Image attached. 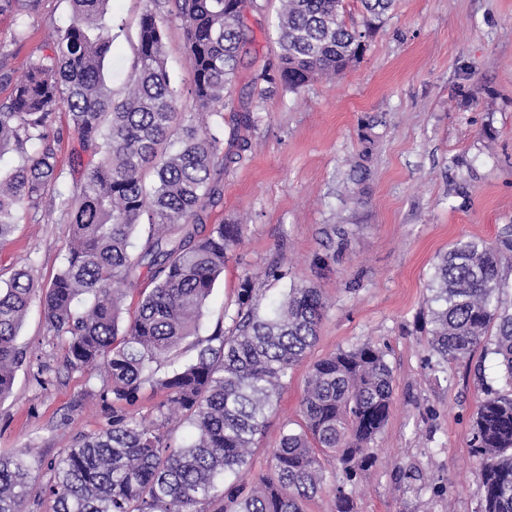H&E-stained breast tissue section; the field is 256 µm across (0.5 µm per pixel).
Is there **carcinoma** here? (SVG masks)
Returning a JSON list of instances; mask_svg holds the SVG:
<instances>
[{"label":"carcinoma","mask_w":512,"mask_h":512,"mask_svg":"<svg viewBox=\"0 0 512 512\" xmlns=\"http://www.w3.org/2000/svg\"><path fill=\"white\" fill-rule=\"evenodd\" d=\"M109 2L69 0L71 22L51 33L52 54L31 60L10 102L0 105V154L10 150L18 158L10 174L0 175V241L22 207L37 209L56 190L71 240L65 264L42 293L46 322L67 337L71 367L103 366L112 394L109 428L81 439L50 468L51 512H305L332 460L340 471L332 485L336 512H354L357 479L375 463L371 444L393 400V370L370 342L315 362L301 421L283 431L269 469L224 499L216 493L218 481L247 465L284 379L315 345L326 309L319 289L293 286L263 313L254 280L242 278L235 309L224 308L231 326L197 344L194 360L178 361L242 239L241 225L205 218L222 196L224 170L248 150L242 128L251 116L230 113L227 133L221 109L249 38L244 11L260 8L258 0H176L201 116L187 126L166 69L162 23L149 11L141 18L127 94L113 99L104 75L112 47ZM393 2L360 0L361 22L348 23L344 0H281L279 63L258 79L298 93L317 78L343 75ZM36 3L0 0V12L21 17ZM59 110L67 112L81 151L93 157L66 190L59 189L65 175L49 134ZM177 131L181 148L161 151ZM226 140L237 150L224 149ZM144 216L149 233L134 252ZM511 248L509 227L494 245L460 240L438 254L429 285L430 352L448 363L489 344L510 387L485 391L471 424L481 512H512V313L500 301V255ZM145 273L153 288L125 324L124 292ZM34 294L22 269L0 289V399L11 393L25 360L16 340ZM146 385L163 395L149 422L128 410ZM177 413L189 434L173 448L165 425ZM30 479L21 458L0 455V512H23Z\"/></svg>","instance_id":"cac0c4a2"}]
</instances>
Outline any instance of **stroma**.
<instances>
[{"instance_id":"35a3bbf8","label":"stroma","mask_w":512,"mask_h":512,"mask_svg":"<svg viewBox=\"0 0 512 512\" xmlns=\"http://www.w3.org/2000/svg\"><path fill=\"white\" fill-rule=\"evenodd\" d=\"M247 14L254 40L242 54L228 96L255 122L244 161L224 174L211 224H239L230 253L199 321L196 341L224 326L239 283L252 276L261 304L291 284L319 288L327 302L306 364L296 367L256 441L249 465L227 483H250L267 469L285 425L296 422L309 363L358 342L381 348L394 371L393 404L373 446L377 462L361 475L355 512H480L470 447L471 422L484 383L499 384L493 355L476 351L431 361L426 347L428 283L437 255L459 240L497 241L512 225V0H395L344 75L311 83L301 94L259 78L280 48L273 27L279 0H259ZM154 12L165 30L167 68L179 89V110L191 119L193 73L174 0H111L112 48L105 77L124 96L139 22ZM70 21L67 0H39L16 38L19 20L0 13V74L21 78L48 54V34ZM378 121L361 183L350 179L362 148L361 118ZM492 127L495 138L483 130ZM49 133L66 184L82 176L71 159L79 148L66 113ZM344 235H331L332 226ZM70 226L51 199L19 212L0 245V286L28 268L36 288L61 269ZM279 264L287 279L264 273ZM27 353L11 395L0 401V455L22 457L33 479L24 512H50V463L77 439L112 419L103 371L70 368L65 339L49 330L33 299L17 337ZM418 471L419 480L400 479Z\"/></svg>"}]
</instances>
